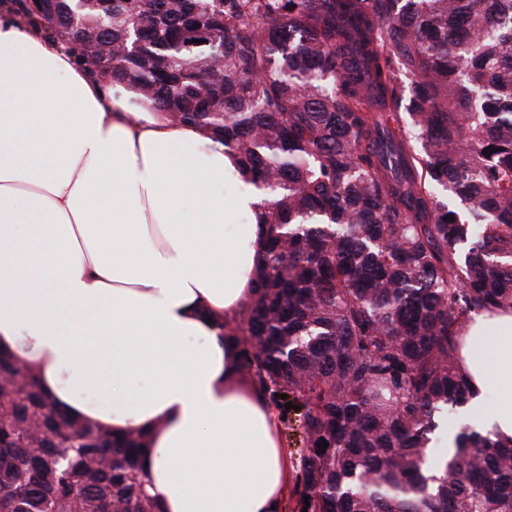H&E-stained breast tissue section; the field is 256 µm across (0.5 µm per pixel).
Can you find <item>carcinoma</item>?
Returning a JSON list of instances; mask_svg holds the SVG:
<instances>
[{
  "label": "carcinoma",
  "instance_id": "1",
  "mask_svg": "<svg viewBox=\"0 0 512 512\" xmlns=\"http://www.w3.org/2000/svg\"><path fill=\"white\" fill-rule=\"evenodd\" d=\"M492 1L512 12L48 0L35 13L112 81L221 138L260 190L266 247L231 335L239 372L298 416L300 510L512 512V443L464 429L440 474L424 468L443 413L471 394L462 334L512 309V18L487 30ZM147 448L58 413L27 369L0 382V512H160Z\"/></svg>",
  "mask_w": 512,
  "mask_h": 512
}]
</instances>
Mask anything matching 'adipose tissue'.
Instances as JSON below:
<instances>
[{
  "instance_id": "ef3b65f1",
  "label": "adipose tissue",
  "mask_w": 512,
  "mask_h": 512,
  "mask_svg": "<svg viewBox=\"0 0 512 512\" xmlns=\"http://www.w3.org/2000/svg\"><path fill=\"white\" fill-rule=\"evenodd\" d=\"M258 201L220 140L0 8V349L58 411L147 436L161 512H279L293 483L277 413L219 335L251 293L262 241L235 218ZM469 334L487 344L461 353L473 428L510 439L512 310Z\"/></svg>"
}]
</instances>
